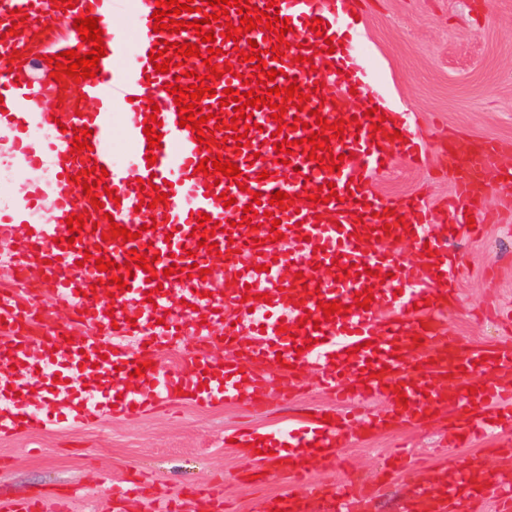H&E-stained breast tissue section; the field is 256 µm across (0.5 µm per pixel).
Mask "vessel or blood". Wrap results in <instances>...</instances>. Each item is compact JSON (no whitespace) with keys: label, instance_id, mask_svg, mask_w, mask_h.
Here are the masks:
<instances>
[{"label":"vessel or blood","instance_id":"obj_1","mask_svg":"<svg viewBox=\"0 0 512 512\" xmlns=\"http://www.w3.org/2000/svg\"><path fill=\"white\" fill-rule=\"evenodd\" d=\"M277 7L291 28L283 38L290 44L283 59L274 60L270 52L280 39L275 34L254 30L248 37L264 51L267 68H279L276 85L284 87L289 79H296L309 96L307 109L297 116L286 113L283 130L272 121L270 107L254 111L249 143L241 148L233 130L218 131V138L226 142L223 158L237 164L247 181L241 188L225 177L209 188L193 174L209 152L196 142L195 130L180 126L178 106L164 88L168 82L186 86L190 80L180 77L175 67L166 74L155 72L149 57L162 39L197 43L194 30L167 36L154 32L156 0H78L68 11L55 8L52 0H0V100L7 104L17 134L26 135L34 126L47 130L37 160L53 163L51 188L58 203L55 223L31 228L4 224L0 232L19 235L12 277H27L33 260H41L40 271L54 303L71 311L68 321L36 332L29 319L37 290H30L25 298L14 291L0 295V317L5 320L0 327V364L66 382L63 398L48 410L39 409L28 394L0 386V433L19 431L32 421L46 426L84 424L105 412L116 416L141 412L177 399L182 391L202 405L224 403L259 410L272 386L290 397L296 381L312 368L337 402L356 407L380 397L388 408L381 416L360 414L350 420L337 415L329 423L316 411L266 432L262 447L281 453L277 469L288 476L281 512H310L309 505L316 500L322 501L323 512H365L368 486L309 483L301 457L316 455L328 467L351 426L369 434L386 421L423 426L437 415L450 424L449 446L497 436L496 453L503 464L491 473L478 462L462 467L455 459L445 460L422 482L420 512H456L464 500L491 502L496 512H512V341L472 344L443 329L440 316L456 300L459 275L457 262L448 258L447 237L427 233L430 211L422 197H382L366 186L370 170L380 169L390 154L373 137L370 119L352 120V97L369 94L372 83L351 27L352 0H278ZM16 9L25 12L28 25L13 37L9 30ZM119 10L132 18L131 26L117 28ZM85 14L97 17L104 32L107 53L100 59V72L78 84L69 80L61 86L51 78L37 81L30 67L36 43L53 38L56 27L73 26ZM315 17L323 20L324 36L309 29ZM240 18L233 10L227 20L213 24L214 45L223 49V56L237 54L234 41L225 40L223 33L227 24H239ZM329 43L334 53H325ZM15 50L24 61L18 74L10 72L6 61ZM297 55L312 58L313 68L293 64ZM223 56L214 57V64H221ZM329 69L336 72L331 86L325 83ZM228 87L241 89V79L224 73L213 83V95L202 100L225 122L234 111L221 105L219 93ZM57 96L62 99L57 112L39 108L40 100ZM89 100L94 109H86ZM155 104L160 107L156 114L151 111ZM130 109L141 111L143 118L156 115L161 123L162 147L155 164L146 160L143 118L133 123L125 119ZM316 109L327 121H345L344 138L330 140L345 156L339 171L320 169L316 161L306 159L298 144L306 130L289 127L296 119L309 121ZM84 126L92 132V148L76 159L71 154L73 130ZM395 128L404 136L396 145L399 155L410 161L422 157L423 144L411 115L398 113ZM279 137L294 143L286 164L278 162L274 150ZM116 138L126 148L121 163L112 154ZM498 154V144L486 142L471 157L452 161L453 192L442 202L449 229L472 239L483 236L485 191L501 175L495 164ZM87 160L106 168L105 182L118 196L113 202L100 194L104 207L99 214L92 212L90 198L71 180ZM264 171L269 179L259 180ZM143 180L166 193L168 205L140 207ZM327 184L333 185L338 199L317 205L305 201L284 211L270 209L274 192L296 195ZM224 191L235 198L227 208L220 200ZM255 191L260 194L256 200L251 197ZM252 202L258 214L250 226H242L243 208ZM390 209L411 217V226L395 224L390 231L380 230L377 215ZM85 211L97 222V229H83L74 244H65L67 217ZM202 212L219 223L214 240L222 263H215L218 255L208 254L191 235ZM356 214L361 223L353 222ZM153 218L158 224L152 230L148 223ZM276 218L284 238L272 243L268 236ZM113 222L136 232V239L103 241L102 232ZM404 236L419 252L418 261L402 262L400 239ZM426 246L431 255H423ZM132 249L151 250L159 259L149 269L127 273L123 263ZM99 255L116 262L118 276L129 284L128 290H114L110 302L87 292L90 284L109 278L96 268ZM194 263L219 270L226 284L223 295L204 298L208 280L185 273ZM174 264L178 272L164 276V269ZM350 265L356 272L348 276L344 269ZM367 287L373 301L365 309L354 307L356 294ZM262 293L269 295V302L259 301ZM336 299L347 306V313L324 316L320 302ZM186 302L194 305V312L178 316ZM217 322L222 325L218 335L212 330ZM86 325L92 327V335L77 336V329ZM188 330L195 336V345L181 368L135 376L139 363L150 362L155 351L175 345ZM65 334L76 336L75 346H61ZM220 335L226 336L225 347L232 356L217 367L211 351ZM129 337L135 339L136 348L127 347ZM90 370L105 379L131 376L135 385L120 393L88 392L69 385L71 374ZM398 388L406 394V402L397 400Z\"/></svg>","mask_w":512,"mask_h":512}]
</instances>
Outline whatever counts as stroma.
Wrapping results in <instances>:
<instances>
[{"instance_id":"obj_1","label":"stroma","mask_w":512,"mask_h":512,"mask_svg":"<svg viewBox=\"0 0 512 512\" xmlns=\"http://www.w3.org/2000/svg\"><path fill=\"white\" fill-rule=\"evenodd\" d=\"M357 34L374 81L412 114L426 150L420 164L398 159L390 170L374 173L368 188L385 197L426 196L433 229L441 231L440 204L452 189L449 151L471 152L479 139L512 144V0H362ZM0 170L17 174L0 190V221L47 219L45 201L29 203L34 183L27 157L2 133ZM486 212L482 240L448 243L464 272L458 301L442 318L447 331L480 344L508 336L486 311L494 302L512 308V179L490 184ZM312 404L347 412L319 390L309 371L291 400L271 394L260 415L185 399L157 412L0 434V503L37 498L43 512H59L65 499L70 512H152L153 500L163 498L183 512H210L208 501L218 489L222 512H255L259 499L276 497L288 484L274 472L257 480L260 462L228 444V437L279 428L296 407ZM449 451L462 463L480 462L492 472L499 466L483 443L449 449L445 424L436 421L369 438L350 430L337 450L334 473L314 461L307 469L320 482L355 476L378 485L381 493L370 512H405L414 487ZM116 484L130 490L120 503L112 500Z\"/></svg>"}]
</instances>
